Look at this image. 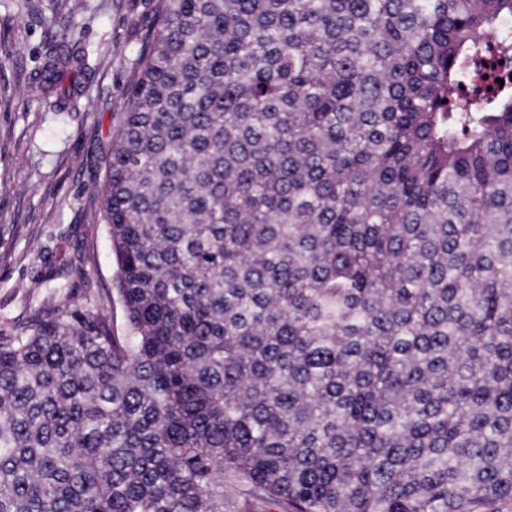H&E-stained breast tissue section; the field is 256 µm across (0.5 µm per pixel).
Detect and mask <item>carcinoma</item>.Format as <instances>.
<instances>
[{
	"instance_id": "obj_1",
	"label": "carcinoma",
	"mask_w": 512,
	"mask_h": 512,
	"mask_svg": "<svg viewBox=\"0 0 512 512\" xmlns=\"http://www.w3.org/2000/svg\"><path fill=\"white\" fill-rule=\"evenodd\" d=\"M509 21L157 0L103 156L128 335L0 336V512L512 503V88L460 105ZM94 75L48 42L45 109Z\"/></svg>"
}]
</instances>
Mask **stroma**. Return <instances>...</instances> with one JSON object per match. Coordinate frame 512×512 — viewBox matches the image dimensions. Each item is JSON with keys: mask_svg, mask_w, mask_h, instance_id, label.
I'll return each mask as SVG.
<instances>
[{"mask_svg": "<svg viewBox=\"0 0 512 512\" xmlns=\"http://www.w3.org/2000/svg\"><path fill=\"white\" fill-rule=\"evenodd\" d=\"M155 0H0V336L92 302L128 330L98 191L101 157ZM74 24L95 78L82 112H48L33 80L55 26Z\"/></svg>", "mask_w": 512, "mask_h": 512, "instance_id": "obj_1", "label": "stroma"}]
</instances>
